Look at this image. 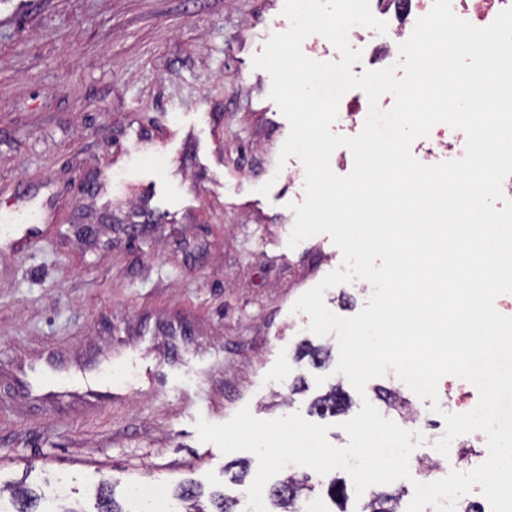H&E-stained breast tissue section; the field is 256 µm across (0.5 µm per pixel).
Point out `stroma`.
<instances>
[{"mask_svg":"<svg viewBox=\"0 0 512 512\" xmlns=\"http://www.w3.org/2000/svg\"><path fill=\"white\" fill-rule=\"evenodd\" d=\"M283 5L0 0V215L44 217L26 244L0 236V487L46 496L64 476L85 512L103 482L125 512H148L144 483L234 499L235 463L258 460L200 441L197 419L298 413L342 447L377 388L421 406L386 376L357 393L335 335L293 309L342 253L324 233L288 246L304 167L280 161L290 126L253 66ZM50 359L111 400L29 395ZM335 386L346 412H314ZM286 471L309 478L303 512H337L326 485L345 471Z\"/></svg>","mask_w":512,"mask_h":512,"instance_id":"stroma-1","label":"stroma"}]
</instances>
